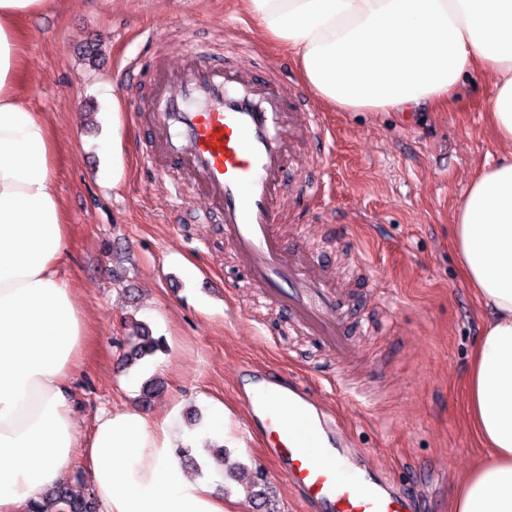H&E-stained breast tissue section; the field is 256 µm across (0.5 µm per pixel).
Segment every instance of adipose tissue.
Masks as SVG:
<instances>
[{
  "label": "adipose tissue",
  "instance_id": "ef3b65f1",
  "mask_svg": "<svg viewBox=\"0 0 512 512\" xmlns=\"http://www.w3.org/2000/svg\"><path fill=\"white\" fill-rule=\"evenodd\" d=\"M48 0H0V512H26L85 448L104 512H224L210 475L190 477L179 408L160 420L101 412L80 442L71 382L86 316L61 276L70 228L51 125L18 95L22 19ZM302 83L338 112L441 106L489 75L491 132L512 147V0H239ZM450 247L484 319L464 425L482 455L448 512H512V155L485 163L455 212Z\"/></svg>",
  "mask_w": 512,
  "mask_h": 512
}]
</instances>
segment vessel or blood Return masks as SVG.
Instances as JSON below:
<instances>
[{
	"instance_id": "vessel-or-blood-1",
	"label": "vessel or blood",
	"mask_w": 512,
	"mask_h": 512,
	"mask_svg": "<svg viewBox=\"0 0 512 512\" xmlns=\"http://www.w3.org/2000/svg\"><path fill=\"white\" fill-rule=\"evenodd\" d=\"M184 59L161 62L140 117L149 160L178 169L202 191L224 242L252 288L282 309L290 329L312 336L337 362L353 354V290L335 283L330 254L307 253L276 230L278 201L305 141L326 144L320 112L286 98L275 78L211 57L194 38ZM238 389L290 487L312 512H411L410 484L390 482L338 430L332 413L275 366L244 368Z\"/></svg>"
}]
</instances>
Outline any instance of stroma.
<instances>
[{"instance_id":"stroma-1","label":"stroma","mask_w":512,"mask_h":512,"mask_svg":"<svg viewBox=\"0 0 512 512\" xmlns=\"http://www.w3.org/2000/svg\"><path fill=\"white\" fill-rule=\"evenodd\" d=\"M190 26L212 57L277 76L286 95L304 92L291 59L235 0H58L22 23L27 74L19 94L52 125L71 230L61 273L89 325L73 382L80 437L105 409L160 419L178 404L187 422L215 400L229 413L224 446L232 460L268 470L264 500L226 480V512H305L271 470L262 434L246 437L235 386L244 366L276 365L308 383L389 477L404 481L425 467L418 512H448L460 473L480 453L463 425V380L482 323L450 239L457 203L479 167L506 151L486 123L490 79L463 81L444 110L325 112L330 154L310 142L295 157L299 177L329 171L333 190L318 198L286 191L282 235L299 232L314 249H340L346 268L361 256L370 263L358 302L384 322L376 336L354 338L359 359L347 375L374 394L371 406H360L332 394L336 364L310 337L289 334L277 307L255 303L245 271L225 250L223 225L186 218L206 205L197 186L145 161L150 141L136 112L151 93L153 64L180 60ZM89 42L101 49L93 65L83 57ZM133 60L142 75L116 102V82ZM129 319L164 337L166 352L126 366ZM152 379L162 387L142 400Z\"/></svg>"}]
</instances>
